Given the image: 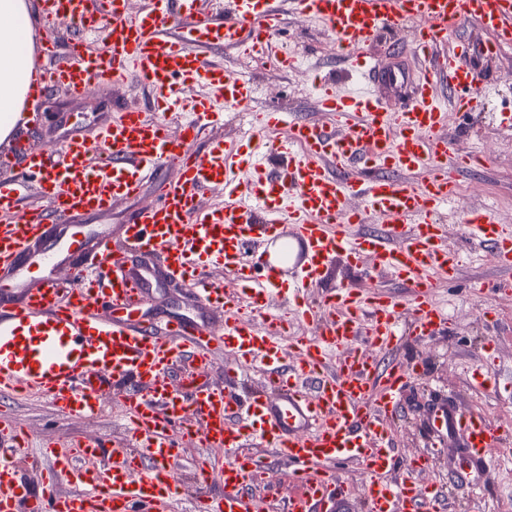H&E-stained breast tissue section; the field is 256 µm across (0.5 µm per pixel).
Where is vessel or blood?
<instances>
[{
  "instance_id": "b4317fda",
  "label": "vessel or blood",
  "mask_w": 512,
  "mask_h": 512,
  "mask_svg": "<svg viewBox=\"0 0 512 512\" xmlns=\"http://www.w3.org/2000/svg\"><path fill=\"white\" fill-rule=\"evenodd\" d=\"M290 4L332 33L337 57L367 86L340 95L322 78L324 122L297 121L277 107L251 110V80L208 57L218 46L272 56L285 23L279 0H227L220 13L201 12L198 0H147L134 14L125 0H47L49 15L79 35L103 36L104 48L48 45L25 114L38 112L50 91L78 99L132 73L150 88L158 115L131 107L48 150H0V392L44 395L61 417L91 418L105 392L120 390L130 433L112 442L44 440L40 453L51 466L33 481L19 465L29 430L0 426V512H169L186 437L224 451L221 468L206 459L196 465L195 512H354L336 478L339 462L362 466L366 512H438L442 488L414 478L427 458L401 464L391 429L422 369L380 358L403 339L425 342L449 330L434 294L456 277L460 259L437 216L457 194L458 173L479 160L451 148L448 113L477 109L474 58L492 62L512 46V0ZM418 18L425 24L412 52L426 65L412 97L391 105L371 87H397L401 76L351 50ZM464 23L475 44L455 42ZM443 85L455 92L448 107L437 95ZM228 107L249 113V153L233 140L194 150ZM162 166L173 176L156 179ZM149 183L155 201L119 231L141 262L116 272L111 228L72 218L109 214ZM32 188L45 209L27 206ZM207 191L223 202L202 206ZM372 216L381 229L359 232ZM465 232L512 269V227L491 210L469 211ZM340 257L402 281L408 302L342 284L310 304L309 288ZM158 275L180 284L194 307L159 327L130 315L148 303ZM218 312L223 322H215ZM219 351L227 356L221 365ZM253 368L265 376L263 389L245 386ZM216 369L223 383L176 385ZM426 423L439 446L461 440L458 467L481 486L504 428L446 399L430 406ZM264 448L286 463L295 494H275ZM402 465L409 474L395 480ZM215 480L224 488L218 497L206 492Z\"/></svg>"
}]
</instances>
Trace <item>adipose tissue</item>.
<instances>
[{"label":"adipose tissue","mask_w":512,"mask_h":512,"mask_svg":"<svg viewBox=\"0 0 512 512\" xmlns=\"http://www.w3.org/2000/svg\"><path fill=\"white\" fill-rule=\"evenodd\" d=\"M36 19L30 0H0V138L12 130L35 79Z\"/></svg>","instance_id":"obj_1"}]
</instances>
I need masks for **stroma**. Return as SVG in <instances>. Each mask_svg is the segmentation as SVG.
<instances>
[{"instance_id":"35a3bbf8","label":"stroma","mask_w":512,"mask_h":512,"mask_svg":"<svg viewBox=\"0 0 512 512\" xmlns=\"http://www.w3.org/2000/svg\"><path fill=\"white\" fill-rule=\"evenodd\" d=\"M277 45L281 53L303 56L304 77L280 70L271 57L257 62L224 47L211 53L217 67L242 71L252 77L256 85L252 109L277 106L322 120L312 87L318 74H335L343 93L358 91L346 64L336 57L330 33L316 22L289 17L288 27ZM485 79L487 86L477 110L462 117L451 116L448 138L454 149L480 153L490 162L485 171L459 177L460 189L468 193L470 207L492 206L500 223L512 225V134L497 127L499 112L512 106V49L504 51L487 68ZM125 106L139 107L148 113L153 110L150 89L133 75L94 89L78 100L60 91L47 95L34 121L19 126L17 135L34 147L47 149L72 130L95 132ZM465 219L464 211L452 207L440 213L448 246L461 256L459 288L451 290L442 285L436 290L437 302L446 308L453 322L452 335L422 343L409 342L395 347L390 355L391 360H410L424 370L421 380L404 393L402 413L394 425L400 453L406 459L425 452L427 438L421 422L432 392L446 394L491 421L500 414H512V393L484 390L472 383L473 372L482 367L490 368L500 383H512V293L491 297L463 288L470 281L506 279L512 277V272L497 265L489 247L466 238ZM119 404V399H107L105 413L90 422L58 416L43 398L20 402L0 398V423H23L36 443L46 438L75 440L91 434L108 440L125 433ZM208 455L219 462L224 459L223 454H210L208 448L199 444L184 448L178 462L184 493L174 503L172 512H193L195 466ZM456 468L451 455H440L429 471L418 473L417 479L424 485H446L453 512H512V456L494 455L487 486L477 493L468 491Z\"/></svg>"}]
</instances>
